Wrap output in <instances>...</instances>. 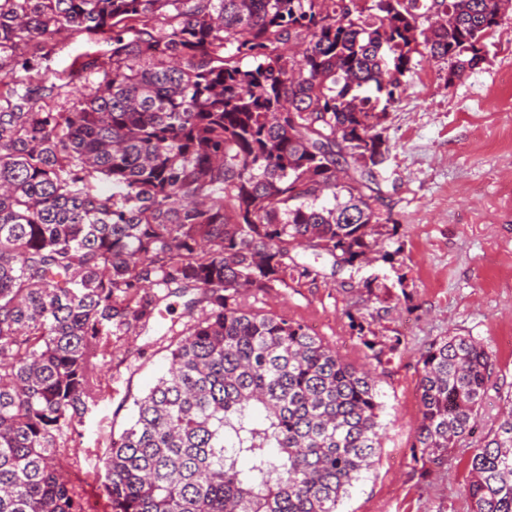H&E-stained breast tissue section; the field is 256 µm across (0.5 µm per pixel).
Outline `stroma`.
I'll use <instances>...</instances> for the list:
<instances>
[{
	"label": "stroma",
	"mask_w": 512,
	"mask_h": 512,
	"mask_svg": "<svg viewBox=\"0 0 512 512\" xmlns=\"http://www.w3.org/2000/svg\"><path fill=\"white\" fill-rule=\"evenodd\" d=\"M50 45L48 68L60 74L72 73L76 56L101 48L96 35L67 31ZM484 51V61L453 82L446 62L415 57L404 93L388 110L390 156L377 206L397 222L389 260L355 269L343 288L321 259L317 279L246 299L307 326L354 364L366 362L368 343L385 350L392 337L403 339L377 369L386 424L379 459L343 512H470L468 460L512 406V9L487 35ZM187 320L179 305L155 330L112 341L108 393L70 442L93 512L104 505L105 441L127 426L134 399L166 372V327ZM448 335L483 344L493 371L473 433L447 463L421 468L410 451L420 417V353Z\"/></svg>",
	"instance_id": "1"
}]
</instances>
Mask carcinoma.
Segmentation results:
<instances>
[{"instance_id": "carcinoma-1", "label": "carcinoma", "mask_w": 512, "mask_h": 512, "mask_svg": "<svg viewBox=\"0 0 512 512\" xmlns=\"http://www.w3.org/2000/svg\"><path fill=\"white\" fill-rule=\"evenodd\" d=\"M366 3L0 0V512H84L67 434L104 398L114 332L153 327L172 297L189 321L106 442L104 512H341L381 450L374 371L241 298L320 275L300 248L336 277L391 257L365 157L412 43L451 85L500 24L491 0ZM62 30L108 49L72 64L103 84L52 112L41 99L68 83L23 49ZM420 363L411 460L440 466L492 355L442 336ZM470 473L471 512H512V409Z\"/></svg>"}]
</instances>
